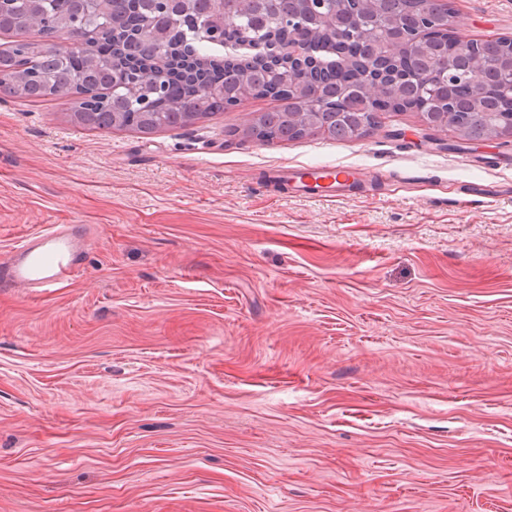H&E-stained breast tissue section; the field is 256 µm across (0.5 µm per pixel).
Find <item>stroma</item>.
Instances as JSON below:
<instances>
[{
    "label": "stroma",
    "instance_id": "1",
    "mask_svg": "<svg viewBox=\"0 0 512 512\" xmlns=\"http://www.w3.org/2000/svg\"><path fill=\"white\" fill-rule=\"evenodd\" d=\"M275 106L145 135L0 90V261L95 228L73 282L0 285V512H512V139L243 137ZM324 163L342 198L296 192Z\"/></svg>",
    "mask_w": 512,
    "mask_h": 512
}]
</instances>
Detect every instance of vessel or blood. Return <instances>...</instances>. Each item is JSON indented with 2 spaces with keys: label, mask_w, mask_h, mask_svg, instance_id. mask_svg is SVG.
I'll use <instances>...</instances> for the list:
<instances>
[{
  "label": "vessel or blood",
  "mask_w": 512,
  "mask_h": 512,
  "mask_svg": "<svg viewBox=\"0 0 512 512\" xmlns=\"http://www.w3.org/2000/svg\"><path fill=\"white\" fill-rule=\"evenodd\" d=\"M350 175L346 168L314 166L301 175L299 186L320 192ZM87 241L86 232L73 224H55L26 235L13 245L8 263L0 268V277L32 293L72 281L84 270L81 254Z\"/></svg>",
  "instance_id": "b4317fda"
}]
</instances>
